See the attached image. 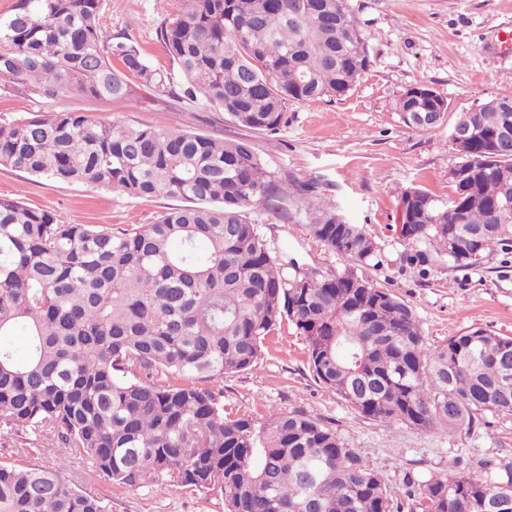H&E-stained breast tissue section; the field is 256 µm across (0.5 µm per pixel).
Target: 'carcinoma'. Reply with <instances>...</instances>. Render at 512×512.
Listing matches in <instances>:
<instances>
[{
	"label": "carcinoma",
	"instance_id": "obj_1",
	"mask_svg": "<svg viewBox=\"0 0 512 512\" xmlns=\"http://www.w3.org/2000/svg\"><path fill=\"white\" fill-rule=\"evenodd\" d=\"M101 2L16 0L0 18V81L112 102L133 101L134 80L160 98L182 86L239 126L275 132L289 103L344 97L370 63L348 0H183L157 32L169 70L131 39L107 38ZM395 110L431 133L448 104L415 85ZM413 110L435 119L415 124ZM460 126L476 130L470 143L456 144ZM509 127L512 97L479 102L449 128L463 166L448 200L402 193L409 266L474 267L464 240L512 253V156L498 144ZM0 167L184 202L114 231L0 197V423L52 434L110 484L219 494L225 512H401L336 431L297 411L261 423L226 416L205 387L255 367L286 322L315 380L365 418L437 432L471 431L487 412L512 416V337L473 327L426 350L413 309L354 270L379 263L377 239L334 202H311L317 183L268 175L247 138L33 114L0 122ZM287 194L288 219L349 266L323 274L279 259L248 210ZM62 466L0 463V512H107ZM483 468L409 480L411 512H512V462Z\"/></svg>",
	"mask_w": 512,
	"mask_h": 512
}]
</instances>
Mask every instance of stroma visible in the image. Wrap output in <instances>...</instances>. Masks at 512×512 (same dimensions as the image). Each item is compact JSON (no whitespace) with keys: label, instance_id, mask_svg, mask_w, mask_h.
I'll list each match as a JSON object with an SVG mask.
<instances>
[{"label":"stroma","instance_id":"1","mask_svg":"<svg viewBox=\"0 0 512 512\" xmlns=\"http://www.w3.org/2000/svg\"><path fill=\"white\" fill-rule=\"evenodd\" d=\"M350 6L360 20L369 67L346 97L289 104L286 124L274 133L235 125L200 101L159 98L143 89L129 104L73 92L42 97L0 84V118L83 112L111 125L250 138L275 179L318 180L350 222L378 239L379 265L360 273L412 307L426 349L473 327L512 337V254L493 251L478 267L422 276L405 263L406 247L394 230L404 190L416 186L447 198L450 172L459 162L447 129L411 131L394 110L396 100L411 85L431 86L446 99L453 121L485 98L512 96V0H350ZM182 7V0H103L101 24L107 36H129L150 64L166 68L170 60L157 30ZM0 196L49 210L64 224H108L116 231L154 223L176 204L163 196L132 198L5 168H0ZM293 206L285 200L277 215L259 205L249 216L282 259L323 272L342 270V257L289 221ZM217 388L227 414L260 423L273 410L300 411L332 428L399 498L409 474L479 475L483 461H512V416H488L471 432H425L361 416L314 380L306 344L289 324L271 338L257 366L226 375ZM59 458L66 461L64 480L98 494L109 512H224L221 497L182 486L108 485L86 460L68 456L50 437L0 424V463L39 467Z\"/></svg>","mask_w":512,"mask_h":512}]
</instances>
